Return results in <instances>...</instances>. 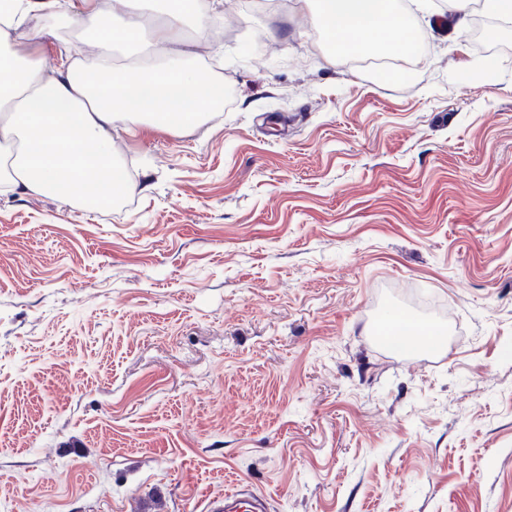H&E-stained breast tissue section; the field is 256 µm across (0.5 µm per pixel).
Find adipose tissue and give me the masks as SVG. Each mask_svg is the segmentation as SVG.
Returning a JSON list of instances; mask_svg holds the SVG:
<instances>
[{
    "label": "adipose tissue",
    "mask_w": 512,
    "mask_h": 512,
    "mask_svg": "<svg viewBox=\"0 0 512 512\" xmlns=\"http://www.w3.org/2000/svg\"><path fill=\"white\" fill-rule=\"evenodd\" d=\"M512 18V0H448L447 28L462 34L475 2ZM187 0H167L149 24L157 48L148 65L116 66L102 55L59 48L52 66L40 51L50 43L49 20L71 21L99 40L136 41L144 16L139 0H0V147L21 142L22 153L0 181L16 191L62 201L132 191L112 177V131L148 122L169 130L197 124L221 98L206 71L183 67L173 49L188 42ZM332 44L334 61L351 50L398 48L408 22L391 0H296Z\"/></svg>",
    "instance_id": "1"
}]
</instances>
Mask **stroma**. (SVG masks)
<instances>
[{
  "label": "stroma",
  "instance_id": "35a3bbf8",
  "mask_svg": "<svg viewBox=\"0 0 512 512\" xmlns=\"http://www.w3.org/2000/svg\"><path fill=\"white\" fill-rule=\"evenodd\" d=\"M447 8L381 80L293 0H218L188 61L224 109L117 127L133 193H0V512H207L236 481L267 512H512V24L451 37ZM391 315L442 348L392 351Z\"/></svg>",
  "mask_w": 512,
  "mask_h": 512
}]
</instances>
